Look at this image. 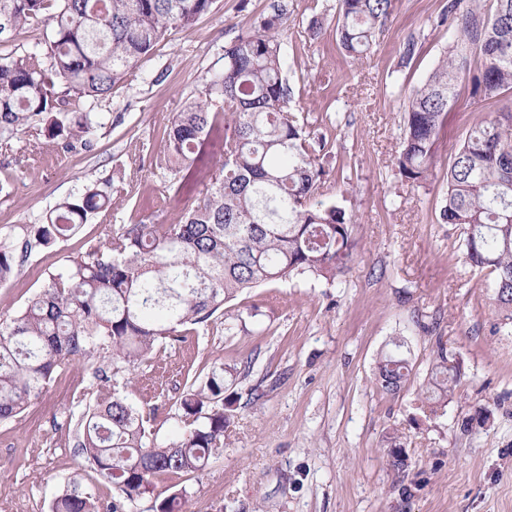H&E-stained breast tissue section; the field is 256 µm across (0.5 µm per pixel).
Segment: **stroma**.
<instances>
[{"label":"stroma","mask_w":512,"mask_h":512,"mask_svg":"<svg viewBox=\"0 0 512 512\" xmlns=\"http://www.w3.org/2000/svg\"><path fill=\"white\" fill-rule=\"evenodd\" d=\"M277 0H215L188 30L161 41L95 111L111 120L92 148L47 142L31 155L26 135L0 150V238L16 239L56 203L88 185L124 176L121 193L80 231L36 253L0 284V311L16 312L50 271L127 224H169L205 189L199 173L224 151L223 129L196 150L193 166L170 178L154 166L163 130L223 66L224 45L272 12ZM281 54L291 106L325 136L319 200L341 207L357 244L334 282L296 276L241 293L185 340L134 372L158 442L181 433L175 402L187 376L235 370V418L224 447L200 476L183 477L193 512H512V321L494 302L488 271L464 256L461 228L439 221L456 149L475 122L512 98L475 105L461 98L441 130L432 174L402 180L396 158L404 100L447 53L455 36L439 16L446 0H393L366 56L336 43L338 0H287ZM323 21L311 36L312 19ZM417 54L401 66L402 46ZM405 339L413 374L390 395L374 369L393 339ZM461 368L454 395L426 417L417 395L438 349ZM91 400L83 365L58 372L23 415L0 422V512H47L68 478L96 481L79 454L80 407ZM490 413L482 425L479 411ZM398 436L403 471L387 461Z\"/></svg>","instance_id":"1"}]
</instances>
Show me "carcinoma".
I'll return each instance as SVG.
<instances>
[{"mask_svg": "<svg viewBox=\"0 0 512 512\" xmlns=\"http://www.w3.org/2000/svg\"><path fill=\"white\" fill-rule=\"evenodd\" d=\"M214 2L0 0V42L41 17L50 27L39 49L0 57V148H12L22 133L35 150L43 137L65 149L92 147L91 135L109 118L80 102L109 97L169 32L191 28ZM485 2L448 0L444 20L456 40L405 106L397 168L407 181L430 177L460 89L483 104L512 89V0ZM391 8L392 0H339L336 40L347 56L372 49ZM287 29L281 2L238 32L224 45L223 70L164 128L166 149L155 165L175 177L193 165L202 138L224 125L223 160L195 206L176 223L112 232L50 274L24 309L0 315V422L26 412L74 361L102 362L92 372L94 401L78 421V447L112 496L74 478L49 512H134L147 497L154 512H187V489L172 484L165 495L157 480L198 475L224 447L236 404L226 394L231 370L186 380L177 399L183 432L168 443L147 432V415L129 397L133 371L245 290L302 274L332 282L348 269L354 244L345 213L315 200L326 142L288 111L280 52ZM472 55L481 58L473 76ZM109 201L88 187L49 209L21 243L0 241V283L17 276L33 252L75 235ZM440 217L464 229L466 262L494 274V300L512 320V109L470 127L448 171ZM411 373L410 351L395 339L381 352L374 380L394 395ZM458 373L439 349L423 390L428 404L445 406ZM389 444L388 464L404 470L397 437Z\"/></svg>", "mask_w": 512, "mask_h": 512, "instance_id": "1", "label": "carcinoma"}]
</instances>
